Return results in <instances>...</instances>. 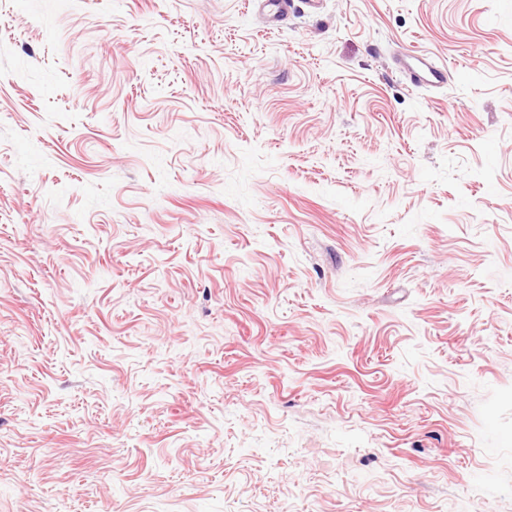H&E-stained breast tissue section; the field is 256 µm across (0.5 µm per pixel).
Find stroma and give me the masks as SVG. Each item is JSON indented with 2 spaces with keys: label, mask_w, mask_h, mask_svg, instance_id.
I'll return each instance as SVG.
<instances>
[{
  "label": "stroma",
  "mask_w": 512,
  "mask_h": 512,
  "mask_svg": "<svg viewBox=\"0 0 512 512\" xmlns=\"http://www.w3.org/2000/svg\"><path fill=\"white\" fill-rule=\"evenodd\" d=\"M0 512H512V0H0ZM262 7L268 22L281 24L288 19V14L294 7V0H253ZM447 72L430 58L413 55H403L398 69L403 79L418 88L441 86L447 80Z\"/></svg>",
  "instance_id": "stroma-1"
}]
</instances>
